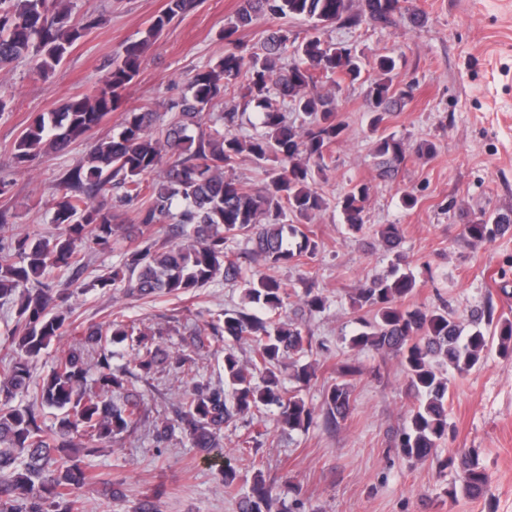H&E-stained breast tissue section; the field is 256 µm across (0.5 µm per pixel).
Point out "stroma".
<instances>
[{
    "instance_id": "35a3bbf8",
    "label": "stroma",
    "mask_w": 512,
    "mask_h": 512,
    "mask_svg": "<svg viewBox=\"0 0 512 512\" xmlns=\"http://www.w3.org/2000/svg\"><path fill=\"white\" fill-rule=\"evenodd\" d=\"M73 2L77 15L92 14L102 22L73 46L54 75H32L24 61L0 71V87L12 93L9 110L0 114V179L8 183L0 211L10 214L0 226L2 237L53 232L49 203L55 186L90 148L89 142H78L66 154L50 153L21 169L12 162L16 138L36 114L54 111L68 97L101 84L123 46L140 38L166 0ZM418 5L427 16L420 26L399 19L386 26L322 30V40L352 45L366 58L399 56L393 82L407 96L376 133L369 126L367 82L338 85L324 79L321 89L335 92L345 132L329 169L315 177L314 186L326 200L310 225L320 248L303 266L269 270L288 291H302L307 276L327 297L325 312L304 319L314 342L330 351L320 358L317 383L302 396L309 406L321 407L339 362L349 361L361 370L350 379V417L332 428L319 422L291 433L272 422L259 433L240 418L225 427L223 447L211 454L192 448L180 434L157 447L151 421L174 417L184 386L224 379L222 365L192 353L184 336L210 315L245 308L244 289L220 280L194 294L147 303L119 290L92 288L98 275L138 245L134 239L119 240L89 258L77 277L80 290L70 299L75 317L99 324L120 313L162 329L161 346L184 355L187 363L181 370L159 366L148 382L137 383L149 423L120 442L101 443L85 457L87 469L99 479L83 491L85 512H98L102 482L116 479L121 496L112 501L111 512H133L148 497L158 512H237L236 496L221 480L228 463L243 476L259 471L267 481L297 484L298 492H283L282 501L289 505L301 498L304 512H512V357L490 348L481 365L452 375L449 384L451 429L440 449L445 454L478 449L489 489L473 498L458 490L455 471L443 476L434 463L410 462L399 454L397 432L413 405L407 377L396 358L349 345L356 328L351 295L393 260L374 234L382 224L402 229L401 252L416 278L406 305L431 308L445 302L465 322L472 309L490 301L497 313L512 319V237L474 245L463 234L480 211L512 212V0H418ZM237 8L238 0H200L166 28L98 136L117 132L125 112L141 104L169 122V105L184 95L195 69L223 56L219 34ZM382 134L410 144L431 143L435 152L407 153L395 177L382 178L374 156ZM358 183L368 185L369 197L365 226L353 235L337 203ZM407 193L416 197L414 207H403ZM253 435L255 449L239 455L238 446ZM452 486L457 493L450 497L445 490Z\"/></svg>"
}]
</instances>
